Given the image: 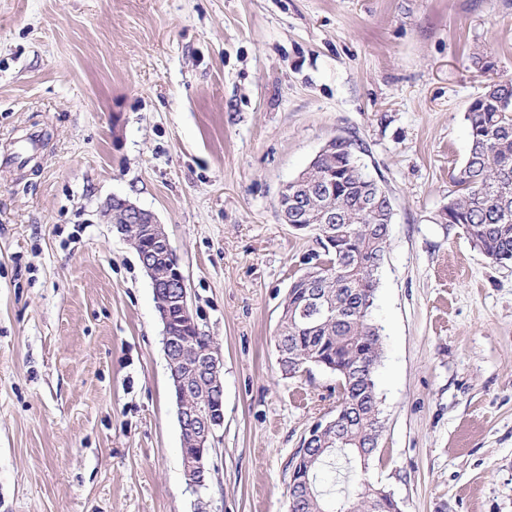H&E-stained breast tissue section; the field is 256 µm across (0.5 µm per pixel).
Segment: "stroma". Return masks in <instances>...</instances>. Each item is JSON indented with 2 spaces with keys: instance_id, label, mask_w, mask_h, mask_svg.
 Segmentation results:
<instances>
[{
  "instance_id": "35a3bbf8",
  "label": "stroma",
  "mask_w": 512,
  "mask_h": 512,
  "mask_svg": "<svg viewBox=\"0 0 512 512\" xmlns=\"http://www.w3.org/2000/svg\"><path fill=\"white\" fill-rule=\"evenodd\" d=\"M512 75V0H0V512H288L336 377L282 374L317 234L278 193L355 135L393 210L373 316L401 512H512V263L441 220L465 115ZM25 163L7 158L29 136ZM164 224L224 354V428L189 488L160 321L112 197ZM299 183V180L295 178L289 182L287 181L282 185V188L279 193V207L282 219L285 222V224H291V226L296 229H305L308 228L306 225L299 222L291 223L288 220L289 207L296 209L298 206H303L304 208H307L306 206H304L303 203H301L300 199L295 195L296 191L300 187Z\"/></svg>"
}]
</instances>
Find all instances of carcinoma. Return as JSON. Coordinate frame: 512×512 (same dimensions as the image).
I'll return each instance as SVG.
<instances>
[{
	"instance_id": "obj_1",
	"label": "carcinoma",
	"mask_w": 512,
	"mask_h": 512,
	"mask_svg": "<svg viewBox=\"0 0 512 512\" xmlns=\"http://www.w3.org/2000/svg\"><path fill=\"white\" fill-rule=\"evenodd\" d=\"M469 154L458 171L457 197L448 201L443 223L460 226L474 245L495 263L512 262V78L485 87L466 115ZM301 187L313 191L331 183L333 204L341 206L348 223L328 253H313L314 270L326 263L315 283L301 277L288 289L277 344L283 375L294 377L315 365L336 374L340 422L300 448L295 457L288 498L292 512H399L398 502L364 480L330 508L317 490L316 472L338 448L336 437L347 439L342 451L360 458L358 449L382 435L384 421L377 396L376 372L382 354L381 335L372 321L375 289L372 268L385 253L387 210L377 187L360 171L354 142L339 137L330 149L301 173ZM156 306L169 315L171 331L194 349L211 345L184 317L181 301L163 288Z\"/></svg>"
}]
</instances>
